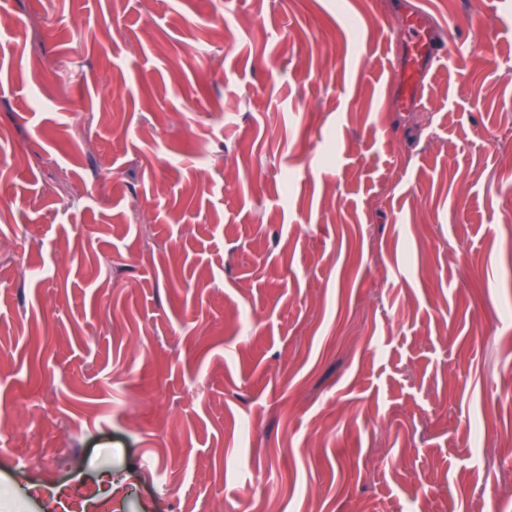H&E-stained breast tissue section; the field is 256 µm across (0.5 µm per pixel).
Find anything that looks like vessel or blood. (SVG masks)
I'll return each mask as SVG.
<instances>
[{
    "mask_svg": "<svg viewBox=\"0 0 512 512\" xmlns=\"http://www.w3.org/2000/svg\"><path fill=\"white\" fill-rule=\"evenodd\" d=\"M445 47L424 15L418 9H407L403 65L399 73L401 108H408L418 99L427 73L446 62Z\"/></svg>",
    "mask_w": 512,
    "mask_h": 512,
    "instance_id": "vessel-or-blood-1",
    "label": "vessel or blood"
}]
</instances>
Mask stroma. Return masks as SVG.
Masks as SVG:
<instances>
[{
  "label": "stroma",
  "instance_id": "stroma-1",
  "mask_svg": "<svg viewBox=\"0 0 512 512\" xmlns=\"http://www.w3.org/2000/svg\"><path fill=\"white\" fill-rule=\"evenodd\" d=\"M403 2L0 0V512L512 495V0L406 110Z\"/></svg>",
  "mask_w": 512,
  "mask_h": 512
}]
</instances>
